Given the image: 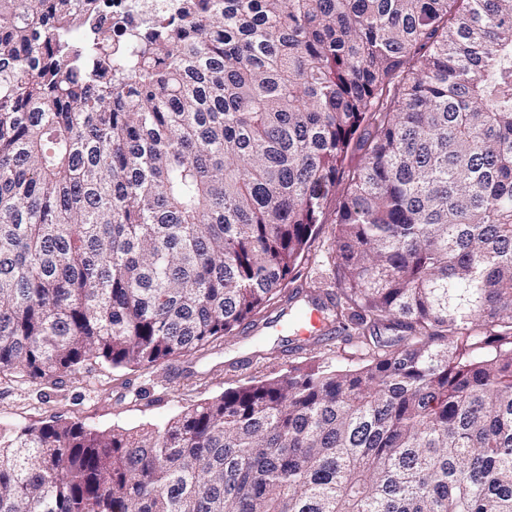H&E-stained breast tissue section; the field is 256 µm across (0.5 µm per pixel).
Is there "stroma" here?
Segmentation results:
<instances>
[{"label":"stroma","mask_w":512,"mask_h":512,"mask_svg":"<svg viewBox=\"0 0 512 512\" xmlns=\"http://www.w3.org/2000/svg\"><path fill=\"white\" fill-rule=\"evenodd\" d=\"M331 225H323L299 262V274L285 295L264 310L255 324L209 348L204 355L177 357L150 368L115 369L88 362L58 385L0 377V427L38 425L55 419L84 423L97 430L137 428L165 423L170 417L224 389L250 380L287 375L290 368L358 364L355 339L339 335L297 343L294 336L270 328L272 320L306 306L310 286L321 300H338Z\"/></svg>","instance_id":"1"}]
</instances>
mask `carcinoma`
<instances>
[{
  "mask_svg": "<svg viewBox=\"0 0 512 512\" xmlns=\"http://www.w3.org/2000/svg\"><path fill=\"white\" fill-rule=\"evenodd\" d=\"M78 2L0 0V375L202 354L328 222L362 363L0 429V512H512V0ZM175 0H113L112 1V39L113 31L121 35L125 45L130 33L142 29L153 19L172 12Z\"/></svg>",
  "mask_w": 512,
  "mask_h": 512,
  "instance_id": "1",
  "label": "carcinoma"
}]
</instances>
